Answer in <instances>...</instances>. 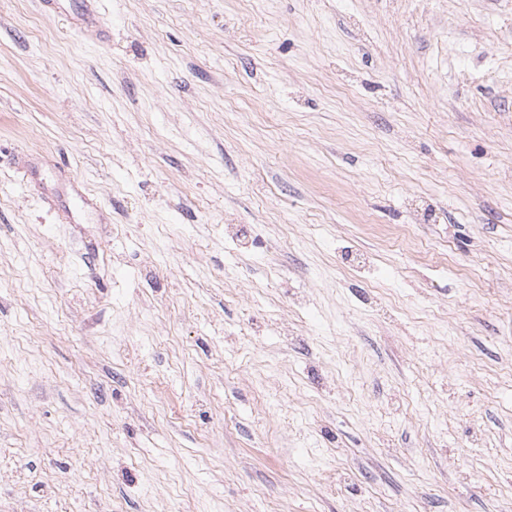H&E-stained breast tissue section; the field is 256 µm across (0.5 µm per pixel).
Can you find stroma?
<instances>
[{
    "label": "stroma",
    "instance_id": "1",
    "mask_svg": "<svg viewBox=\"0 0 512 512\" xmlns=\"http://www.w3.org/2000/svg\"><path fill=\"white\" fill-rule=\"evenodd\" d=\"M0 0V512H512V0Z\"/></svg>",
    "mask_w": 512,
    "mask_h": 512
}]
</instances>
